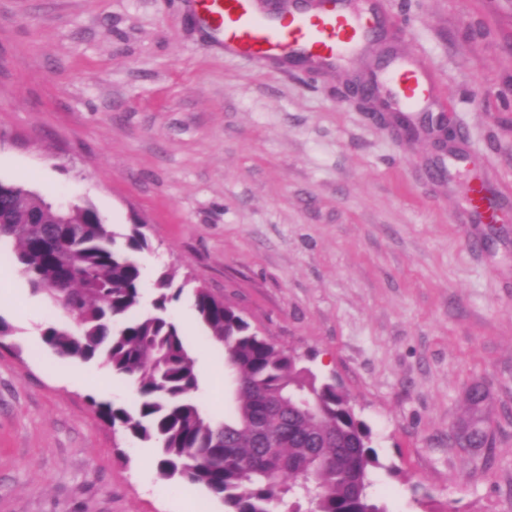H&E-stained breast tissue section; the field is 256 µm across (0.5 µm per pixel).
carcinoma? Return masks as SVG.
<instances>
[{"label": "carcinoma", "mask_w": 512, "mask_h": 512, "mask_svg": "<svg viewBox=\"0 0 512 512\" xmlns=\"http://www.w3.org/2000/svg\"><path fill=\"white\" fill-rule=\"evenodd\" d=\"M59 211L17 183L0 182V242L13 245L33 292L64 317L46 323L43 342L61 357L95 358L134 387L132 406L89 397L98 416L157 448L166 479L205 489L226 512H386L370 488L382 467L369 426L346 394L293 352L277 348L240 311L203 286L194 307L210 342L235 375L234 409L208 415L198 401L196 360L169 316L189 280L161 271L151 307L142 305L137 254L149 249L142 225L122 243L91 207ZM455 447L491 458L490 393L465 395Z\"/></svg>", "instance_id": "carcinoma-1"}]
</instances>
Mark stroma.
<instances>
[{"mask_svg": "<svg viewBox=\"0 0 512 512\" xmlns=\"http://www.w3.org/2000/svg\"><path fill=\"white\" fill-rule=\"evenodd\" d=\"M358 5L382 46L305 69L225 56L189 0H0V181L117 234L144 223L145 287L173 267L335 377L372 430L388 512H512V0ZM383 49L447 100L451 150L345 101L370 73L389 91ZM476 176L508 223L462 222ZM0 278V512H224L91 409L134 389L44 344L60 311L8 245ZM170 314L212 362L203 404L223 416L231 374L191 291ZM476 383L488 461L451 441Z\"/></svg>", "mask_w": 512, "mask_h": 512, "instance_id": "stroma-1", "label": "stroma"}]
</instances>
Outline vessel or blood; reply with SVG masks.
I'll list each match as a JSON object with an SVG mask.
<instances>
[{
    "label": "vessel or blood",
    "instance_id": "vessel-or-blood-1",
    "mask_svg": "<svg viewBox=\"0 0 512 512\" xmlns=\"http://www.w3.org/2000/svg\"><path fill=\"white\" fill-rule=\"evenodd\" d=\"M202 24L224 45L226 55L253 61L283 56L285 51L332 63L357 49L376 18L348 5L325 11H257L254 0H191ZM397 98L406 104L427 97L428 87L410 69L392 76Z\"/></svg>",
    "mask_w": 512,
    "mask_h": 512
}]
</instances>
